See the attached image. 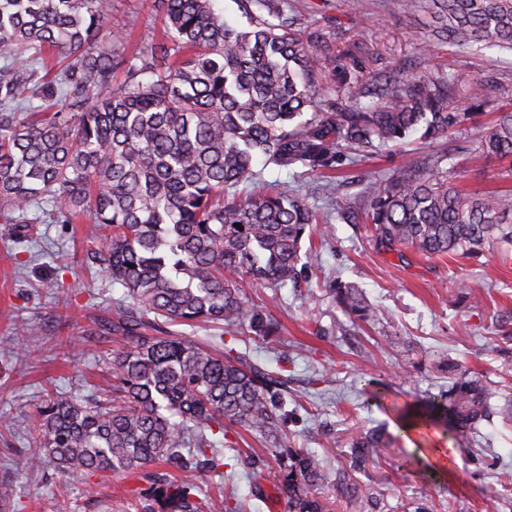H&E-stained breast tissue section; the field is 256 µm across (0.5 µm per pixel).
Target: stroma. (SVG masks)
Listing matches in <instances>:
<instances>
[{
	"mask_svg": "<svg viewBox=\"0 0 512 512\" xmlns=\"http://www.w3.org/2000/svg\"><path fill=\"white\" fill-rule=\"evenodd\" d=\"M285 6L305 35L355 46L349 69L359 79L402 63L413 73L458 76L460 98L468 79L487 80L491 100L450 138L430 143L413 137L356 159L345 166L346 180L333 198H326L316 177L285 169H266L258 188L298 190L321 211L333 201L360 212L365 179L439 155L449 159L451 173L468 192L512 190L507 163L475 151L498 109L512 102V51L469 52L429 41L430 15L404 12L401 0H362L353 16L344 13L341 0H285ZM113 9L133 24L137 38L161 37L154 0H114ZM90 232L87 224L43 220L27 225L19 241L0 224V482L15 487L13 512H135L132 502L146 487L108 473L91 488L74 476L61 495L53 470L18 471L38 437L33 422L50 393L87 395L92 387H109L108 362L124 346L112 331L124 290L82 262ZM303 248L311 269L307 283L245 287L250 301L280 322L278 334L262 338L243 329L234 348L258 367L287 376L281 409L286 441L319 460L325 479L318 495L335 512H512V416L501 411L512 400V256L496 249L432 258L390 251L378 245L370 225L342 219L315 225ZM77 278L84 290L66 295ZM332 280L356 285L376 308V321L354 330L327 287ZM452 359L500 389L489 418L476 436L455 447L441 426L405 435L396 416L447 391ZM382 387L387 397L379 407L370 393ZM370 429L383 430L384 440L359 469L350 470L347 441ZM220 446L258 455L264 463L267 479L259 484L244 466L231 471L234 494L248 512H288L286 497L269 480L279 463L260 439L230 426ZM434 447L447 449L446 469L431 465ZM351 481L365 492L362 504L345 490Z\"/></svg>",
	"mask_w": 512,
	"mask_h": 512,
	"instance_id": "obj_1",
	"label": "stroma"
}]
</instances>
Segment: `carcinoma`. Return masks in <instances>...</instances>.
<instances>
[{
    "mask_svg": "<svg viewBox=\"0 0 512 512\" xmlns=\"http://www.w3.org/2000/svg\"><path fill=\"white\" fill-rule=\"evenodd\" d=\"M215 0H157L165 37L128 54L127 24L112 0H0V223L28 224L50 204L55 224L89 216L96 233L86 262L125 288L113 330L130 347L112 358L116 380L99 399L57 392L36 424L39 439L23 469L53 467L86 479L104 473L146 478L135 512H246L240 501L201 490L195 472L224 475V449L207 436L236 425L273 441L287 459L276 488L289 512H331L310 494L323 473L306 448H279L278 381L234 348L175 334L209 323L270 336L278 321L251 304L248 280L281 286L301 277L302 241L329 224L298 193L243 195L263 167L328 178L348 150L359 157L411 133L438 140L458 130L489 92L458 78L389 75L369 89L336 62L351 53L315 48L286 14L284 0H240L248 24L234 27ZM257 3L271 22L256 15ZM430 14V36L459 48L512 51V0H406ZM329 100L317 101L319 96ZM370 97L368 104L362 99ZM483 152L512 162V102L480 140ZM379 244L425 257L512 247V192L468 193L438 165L400 166L363 183ZM352 322L376 316L352 285L334 287ZM446 396L404 410L398 421L448 438L467 437L497 396L448 361ZM382 439L358 433L361 454ZM175 466L180 476L154 472Z\"/></svg>",
    "mask_w": 512,
    "mask_h": 512,
    "instance_id": "1",
    "label": "carcinoma"
}]
</instances>
